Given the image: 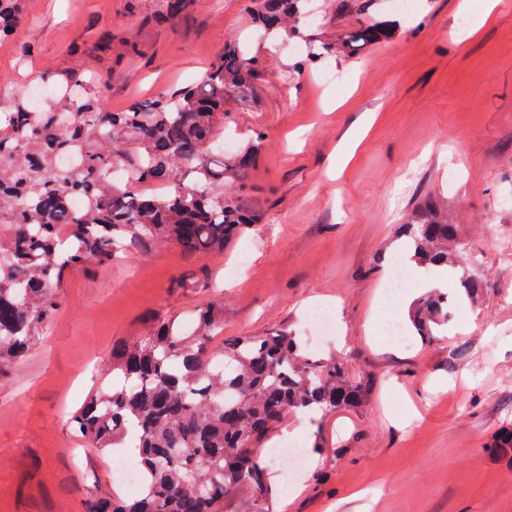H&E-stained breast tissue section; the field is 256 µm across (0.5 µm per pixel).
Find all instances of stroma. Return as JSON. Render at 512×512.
Here are the masks:
<instances>
[{
  "label": "stroma",
  "instance_id": "obj_1",
  "mask_svg": "<svg viewBox=\"0 0 512 512\" xmlns=\"http://www.w3.org/2000/svg\"><path fill=\"white\" fill-rule=\"evenodd\" d=\"M459 3L417 0L389 39L301 70L287 42L252 30L249 0H193L186 19L164 17V0H26L0 39L1 111L65 72L94 80L103 110H121L201 79L226 40L246 43L261 72L258 106L224 124L241 141L263 133L253 182L267 207L223 253L130 248L106 271L66 275L58 315L0 379V512H86L110 493L111 464L70 433L69 413L100 389L113 344L212 302L224 305L216 349L286 330L369 387L362 408L291 414L261 440L270 448L300 428L309 450L302 478L279 482L272 512H512V452L494 447L512 428V0H496L469 37ZM311 5L319 18L307 31L323 42L392 8ZM145 14L159 23L142 26ZM324 67L345 85L323 86ZM428 196L468 245L462 265L428 270L462 310L433 340L403 347L381 323H408L428 290L413 284L392 306L385 289L391 260L409 252L402 226ZM243 255L239 277L227 278ZM462 273L481 281L478 298L460 295ZM315 309L335 313L337 335H320Z\"/></svg>",
  "mask_w": 512,
  "mask_h": 512
}]
</instances>
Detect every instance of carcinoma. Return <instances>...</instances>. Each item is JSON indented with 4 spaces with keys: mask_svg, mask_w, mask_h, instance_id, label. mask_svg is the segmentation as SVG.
<instances>
[{
    "mask_svg": "<svg viewBox=\"0 0 512 512\" xmlns=\"http://www.w3.org/2000/svg\"><path fill=\"white\" fill-rule=\"evenodd\" d=\"M25 0H0V37L12 31ZM309 0H255L250 23L276 38L301 34ZM387 24L340 36L325 52L354 55L388 37ZM245 45L224 43L198 82L122 111L105 112L97 92L59 79L39 107L29 92L0 114V378L31 351L60 307L66 272L100 273L117 249L148 250L158 241L187 256L224 251L241 229L260 224L264 199L251 185L257 134L241 150L216 151L224 113L257 103V70ZM76 165L64 170L57 159ZM125 171L120 185L112 171ZM84 205L75 209L71 199ZM412 260L448 265V243L466 254L447 214L428 204L407 225ZM440 302L424 298L411 316L432 337ZM192 329L156 318L141 336L112 347L101 373L109 384L71 414L73 434L113 455L137 434L141 494L114 491L89 512H224V499L250 493V512H272L274 487L253 445L290 412L358 408L366 385L349 379L334 356L314 358L287 331L239 336L216 352L224 305L191 316Z\"/></svg>",
    "mask_w": 512,
    "mask_h": 512,
    "instance_id": "cac0c4a2",
    "label": "carcinoma"
}]
</instances>
